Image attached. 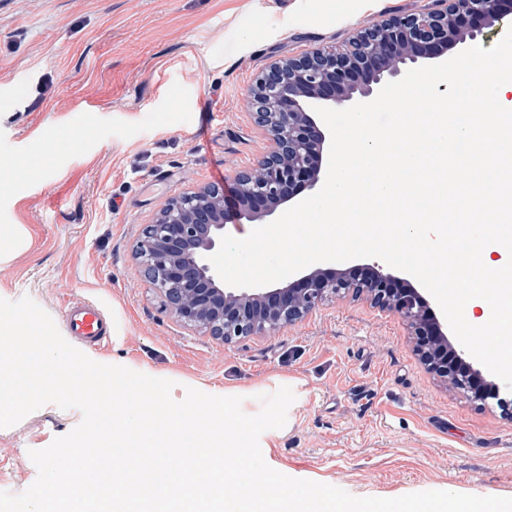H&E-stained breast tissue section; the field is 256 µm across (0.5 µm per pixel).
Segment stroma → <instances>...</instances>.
<instances>
[{
  "instance_id": "stroma-1",
  "label": "stroma",
  "mask_w": 512,
  "mask_h": 512,
  "mask_svg": "<svg viewBox=\"0 0 512 512\" xmlns=\"http://www.w3.org/2000/svg\"><path fill=\"white\" fill-rule=\"evenodd\" d=\"M432 0H0V298L65 329L96 305L114 335L91 359L202 392L290 387L268 465L358 497H512V417L429 372L398 314L332 299L227 345L171 316L134 257L169 198L227 186L267 145L247 96L269 62L343 46ZM82 420L48 404L0 428V492L37 478L30 450Z\"/></svg>"
}]
</instances>
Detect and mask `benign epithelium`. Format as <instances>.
Returning a JSON list of instances; mask_svg holds the SVG:
<instances>
[{
    "label": "benign epithelium",
    "instance_id": "7a95c632",
    "mask_svg": "<svg viewBox=\"0 0 512 512\" xmlns=\"http://www.w3.org/2000/svg\"><path fill=\"white\" fill-rule=\"evenodd\" d=\"M500 17L501 0H434L432 8L392 14L356 32L342 49L320 47L272 62L249 90L254 120L269 136L261 160L234 175L232 196L218 185L200 186L171 198L141 229L135 257L166 310L183 324L232 344L270 336L330 299L363 296L401 317L413 351L443 382L482 380L464 351L452 347L450 326L438 320L417 289L401 287L391 273L378 270L360 278L350 271L316 268L275 288H228L209 257L218 250L227 223L270 215L300 189L312 190L319 183L326 136L314 108L363 102L384 78L400 76L403 66L442 56ZM472 394L481 405L494 399L512 411V393L503 396L495 385Z\"/></svg>",
    "mask_w": 512,
    "mask_h": 512
}]
</instances>
